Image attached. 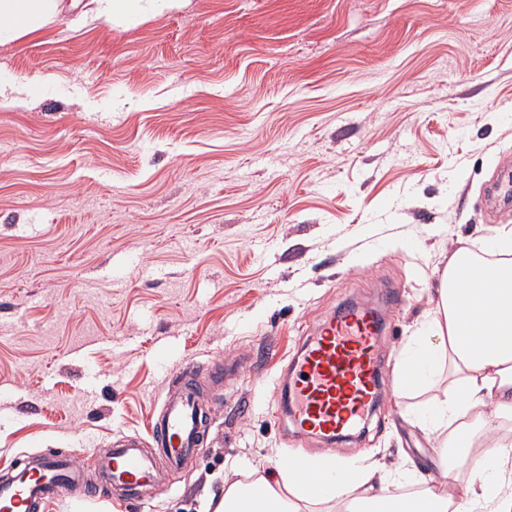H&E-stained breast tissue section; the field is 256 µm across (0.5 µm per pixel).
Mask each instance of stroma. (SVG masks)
<instances>
[{
  "label": "stroma",
  "instance_id": "obj_1",
  "mask_svg": "<svg viewBox=\"0 0 512 512\" xmlns=\"http://www.w3.org/2000/svg\"><path fill=\"white\" fill-rule=\"evenodd\" d=\"M0 46V470H94L146 435L190 363L214 386L170 488L39 512H210L232 463L297 454L452 461L414 418L441 387L388 386L328 443L282 415V367L338 306L391 287L387 376L460 245L486 251L493 164L512 156V0H185L130 27L65 0Z\"/></svg>",
  "mask_w": 512,
  "mask_h": 512
}]
</instances>
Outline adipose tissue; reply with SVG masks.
Wrapping results in <instances>:
<instances>
[{
	"instance_id": "1",
	"label": "adipose tissue",
	"mask_w": 512,
	"mask_h": 512,
	"mask_svg": "<svg viewBox=\"0 0 512 512\" xmlns=\"http://www.w3.org/2000/svg\"><path fill=\"white\" fill-rule=\"evenodd\" d=\"M62 9L63 0H0V44L38 31ZM475 260L465 247L452 253L429 319L401 352L396 375L397 390L407 392L447 373L445 399L418 422L469 462L475 481L465 497L437 484L402 494L399 471L370 458L347 462L338 479L332 462L300 457L273 481L225 479L215 512H307L323 503L336 512H512V286L477 287L465 275ZM303 469L328 479L304 484Z\"/></svg>"
}]
</instances>
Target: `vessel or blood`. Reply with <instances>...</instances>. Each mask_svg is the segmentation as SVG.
Segmentation results:
<instances>
[{"mask_svg":"<svg viewBox=\"0 0 512 512\" xmlns=\"http://www.w3.org/2000/svg\"><path fill=\"white\" fill-rule=\"evenodd\" d=\"M493 204L512 205V160L498 162L487 190ZM383 305L351 304L322 322L288 366L281 403L296 433L335 438L366 424L384 391L381 344ZM189 365L176 367L177 383L166 393L150 440L125 436L100 458L96 479L62 456L33 457L22 473L0 476V512H37L42 501L89 496L93 486L134 499L175 473L199 448L205 409Z\"/></svg>","mask_w":512,"mask_h":512,"instance_id":"obj_1","label":"vessel or blood"}]
</instances>
